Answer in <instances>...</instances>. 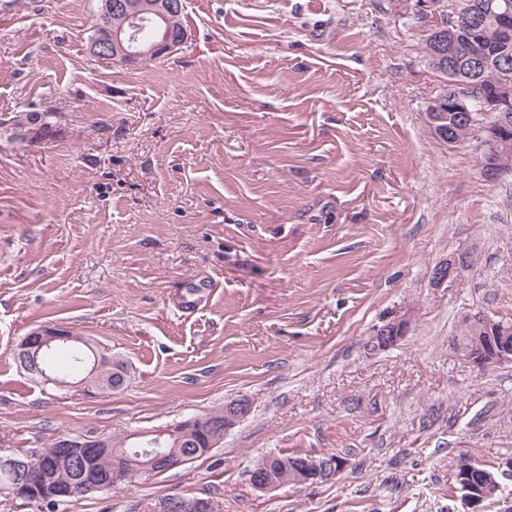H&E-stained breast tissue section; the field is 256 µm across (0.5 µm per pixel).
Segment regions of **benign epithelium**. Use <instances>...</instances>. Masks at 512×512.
Instances as JSON below:
<instances>
[{
	"label": "benign epithelium",
	"mask_w": 512,
	"mask_h": 512,
	"mask_svg": "<svg viewBox=\"0 0 512 512\" xmlns=\"http://www.w3.org/2000/svg\"><path fill=\"white\" fill-rule=\"evenodd\" d=\"M182 7L180 0H156L144 7L134 6L126 0H101L96 26L106 31V36L94 39L90 43V51L97 57L112 58L116 55L128 65L148 64L160 57L176 52L186 41L187 36L173 37V20L176 10ZM121 15L120 21L112 23V15ZM457 34L453 30L437 36L440 43H448V63H453L462 56L471 70H479L490 65V60L478 53H470L458 48ZM448 104L457 113L456 119L467 124L478 135V147L485 155H503L512 150V135L501 124L488 122L486 117L497 112L512 111V92L508 86L478 98L468 93H456L448 97ZM466 264L455 257L441 264L434 270V281L437 285L454 287ZM408 323L407 314L396 313L393 320L384 325L375 336L381 346H391L404 336ZM502 345L489 353L475 352L469 348L460 349L458 353L469 363L478 368L512 362V343L507 337H501ZM83 339L70 331L43 327L32 331L24 337L17 348L24 349L34 355L54 346L81 344ZM249 412V404L245 399H237L224 405V420H217L214 414L207 413L181 421L163 428L139 431L131 434L129 439L139 446L134 453L124 448H112L102 438L90 436L73 437L61 434L58 437V459L73 460L78 463L74 480L60 484L49 482L44 472L32 469L28 464L15 460L9 461L18 474L17 481L11 484L8 491L11 496L38 503L43 499L59 501L69 498L78 492L88 493L106 488L96 470L89 464L91 456L100 451L112 454V481L118 483L125 480L133 472L150 475L157 470L163 472L180 468L187 464L184 457L160 452L155 446L167 437L192 439V434L205 429L219 439L232 429ZM343 461L338 463L318 460L313 456L303 457L288 463L286 474L279 478H256L252 485L263 491L274 490L287 484L318 483L333 479L342 469Z\"/></svg>",
	"instance_id": "benign-epithelium-1"
}]
</instances>
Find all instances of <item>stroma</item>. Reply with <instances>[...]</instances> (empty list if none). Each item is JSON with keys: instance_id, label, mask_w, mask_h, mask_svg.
Masks as SVG:
<instances>
[{"instance_id": "obj_1", "label": "stroma", "mask_w": 512, "mask_h": 512, "mask_svg": "<svg viewBox=\"0 0 512 512\" xmlns=\"http://www.w3.org/2000/svg\"><path fill=\"white\" fill-rule=\"evenodd\" d=\"M97 0H0V446L166 427L244 398L206 455L65 512H468L459 458L512 506V363L454 350L463 315L512 318V173L494 183L425 108L438 15L406 0H185L177 53L89 52ZM472 264L455 287L435 268ZM195 302L185 316L181 308ZM408 313L398 344L372 338ZM51 326L127 363L93 397L44 384L14 349ZM339 455L315 485L260 491L269 454ZM50 112H31L25 116H15L11 123V138L21 142L41 140L50 134L51 125L49 122Z\"/></svg>"}]
</instances>
